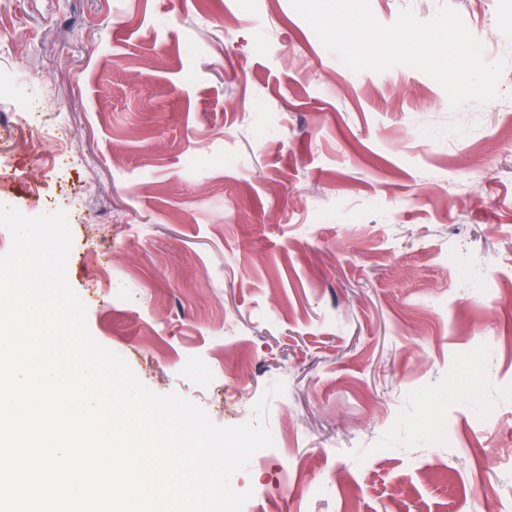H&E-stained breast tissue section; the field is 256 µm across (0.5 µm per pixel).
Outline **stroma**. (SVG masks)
Returning a JSON list of instances; mask_svg holds the SVG:
<instances>
[{"mask_svg": "<svg viewBox=\"0 0 512 512\" xmlns=\"http://www.w3.org/2000/svg\"><path fill=\"white\" fill-rule=\"evenodd\" d=\"M448 2L507 62L454 112L290 0H0V128H69L0 147V207L66 213L89 333L148 390L224 427L267 398L242 512H512V0Z\"/></svg>", "mask_w": 512, "mask_h": 512, "instance_id": "1", "label": "stroma"}]
</instances>
